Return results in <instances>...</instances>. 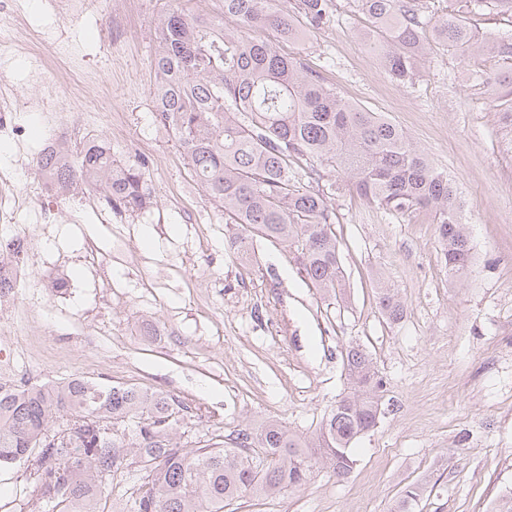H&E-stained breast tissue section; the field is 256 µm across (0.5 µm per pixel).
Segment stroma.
<instances>
[{"label": "stroma", "mask_w": 512, "mask_h": 512, "mask_svg": "<svg viewBox=\"0 0 512 512\" xmlns=\"http://www.w3.org/2000/svg\"><path fill=\"white\" fill-rule=\"evenodd\" d=\"M113 2L128 28L116 45L93 4L68 20L44 0H12L0 13L1 27L51 24L79 47V66L109 89L113 120L92 121L94 97L71 99L78 119L67 146L111 136L113 158L145 163L152 200L131 213L82 185L44 193L31 157L53 132L38 112H17L14 132L0 133V198L13 203L0 239H25L27 252L20 286L0 292V385L81 376L161 390L192 407L180 424L191 447L268 419L310 442L350 390L343 356L358 345L384 393L376 426L353 444V469H316L285 496L246 497L234 512H394L409 486L419 490L414 512H492L512 487V122L483 76L507 62L477 52L465 67L429 39L420 77L396 83L360 39L369 21L350 0H333L323 29L281 42L344 98L402 127L466 203L474 259L452 278L428 213L393 217L326 174L347 285L326 300L289 248L258 236L238 246L239 228L225 223L155 112L160 20L171 9L217 17L222 0ZM13 50L0 90L64 95L54 74L28 80L24 43ZM60 277L67 289L56 294ZM381 281L403 298L399 322L377 304ZM34 497L20 469H0V512H23Z\"/></svg>", "instance_id": "stroma-1"}]
</instances>
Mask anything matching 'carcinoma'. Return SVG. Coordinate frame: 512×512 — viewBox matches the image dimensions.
<instances>
[{
    "label": "carcinoma",
    "instance_id": "obj_1",
    "mask_svg": "<svg viewBox=\"0 0 512 512\" xmlns=\"http://www.w3.org/2000/svg\"><path fill=\"white\" fill-rule=\"evenodd\" d=\"M356 2L371 21L361 37L398 83L420 74L428 29L462 64L479 46L512 62V39H477L460 9L432 21L417 0ZM330 4L297 0L290 13L277 0H224V16L237 21L231 31L217 17L170 10L155 30L160 121L174 132L226 223L293 249L300 275L324 297L335 299L346 288L336 209L322 188L328 172L392 214L428 213L448 273L461 276L473 253L453 180L401 127L342 98L306 63L278 49L280 38L324 28ZM258 30L268 36H255ZM486 84L492 101L504 97L503 87L512 97V71ZM35 167L58 192L83 184L113 209L136 212L150 204L145 166L118 162L97 139L68 162L41 152ZM26 251L18 238L1 240L0 265ZM378 304L388 320L401 318L394 286L378 287ZM345 360L351 391L323 420L316 456L277 420L188 448L178 434L188 407L176 397L75 377L60 385L0 386V468L23 466L28 442L67 414L68 443L45 449L48 459L26 474L43 495L54 492L38 499L43 512H105L112 475L129 459L139 472L130 512H224L246 495L280 496L321 466L348 474L353 442L376 426L382 379L362 348L349 346ZM417 497L406 488L395 512H413Z\"/></svg>",
    "mask_w": 512,
    "mask_h": 512
}]
</instances>
